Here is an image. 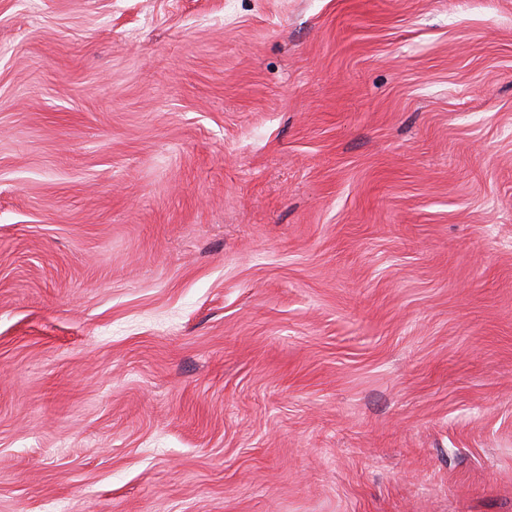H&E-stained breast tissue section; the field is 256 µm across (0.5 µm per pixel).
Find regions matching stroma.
I'll list each match as a JSON object with an SVG mask.
<instances>
[{
	"mask_svg": "<svg viewBox=\"0 0 512 512\" xmlns=\"http://www.w3.org/2000/svg\"><path fill=\"white\" fill-rule=\"evenodd\" d=\"M512 512V0H0V512Z\"/></svg>",
	"mask_w": 512,
	"mask_h": 512,
	"instance_id": "35a3bbf8",
	"label": "stroma"
}]
</instances>
